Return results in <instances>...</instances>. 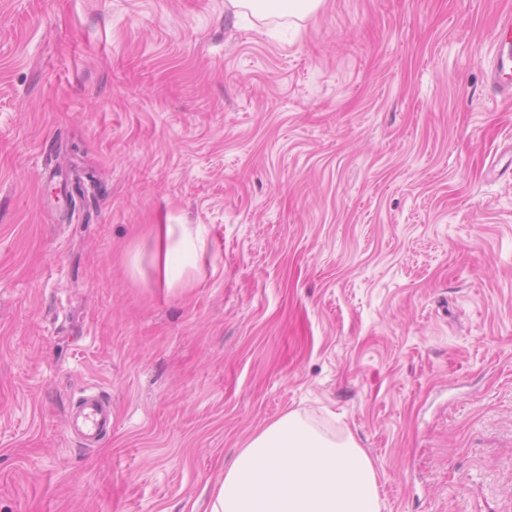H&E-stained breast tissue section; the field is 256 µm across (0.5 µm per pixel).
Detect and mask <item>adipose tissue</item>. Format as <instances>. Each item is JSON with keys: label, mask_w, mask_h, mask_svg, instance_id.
I'll use <instances>...</instances> for the list:
<instances>
[{"label": "adipose tissue", "mask_w": 512, "mask_h": 512, "mask_svg": "<svg viewBox=\"0 0 512 512\" xmlns=\"http://www.w3.org/2000/svg\"><path fill=\"white\" fill-rule=\"evenodd\" d=\"M258 16L304 17L322 0H230ZM149 255L134 253L133 269L149 266L171 288L193 285L192 270L207 248L204 225L157 224ZM210 512H380L377 479L367 453L337 441L291 412L255 434L224 468Z\"/></svg>", "instance_id": "adipose-tissue-1"}]
</instances>
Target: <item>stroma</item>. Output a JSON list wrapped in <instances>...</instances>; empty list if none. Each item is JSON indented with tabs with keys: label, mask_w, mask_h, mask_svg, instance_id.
Here are the masks:
<instances>
[{
	"label": "stroma",
	"mask_w": 512,
	"mask_h": 512,
	"mask_svg": "<svg viewBox=\"0 0 512 512\" xmlns=\"http://www.w3.org/2000/svg\"><path fill=\"white\" fill-rule=\"evenodd\" d=\"M509 13L0 0V512H206L292 411L381 512H512ZM154 224L206 226L194 287L132 270ZM66 427L78 435L85 447H94L112 432V406L109 401L91 394L73 405Z\"/></svg>",
	"instance_id": "obj_1"
}]
</instances>
